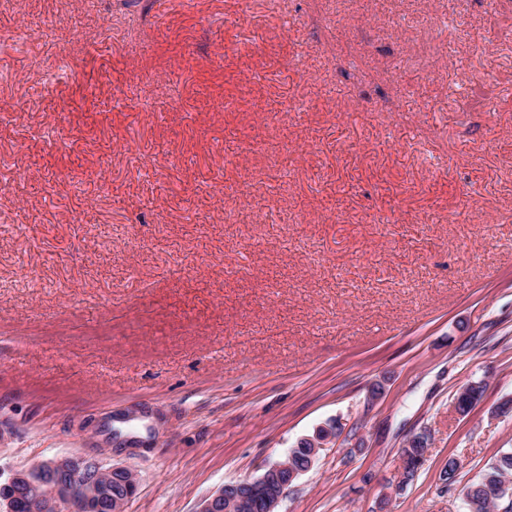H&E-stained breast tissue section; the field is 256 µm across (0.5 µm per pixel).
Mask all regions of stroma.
<instances>
[{"label": "stroma", "instance_id": "stroma-1", "mask_svg": "<svg viewBox=\"0 0 512 512\" xmlns=\"http://www.w3.org/2000/svg\"><path fill=\"white\" fill-rule=\"evenodd\" d=\"M510 399L512 0H0V475L195 512L333 424L277 512H464ZM428 437L426 434H419L408 443L407 448L402 449V455L406 456V465L404 467L403 484L408 485L415 477L418 469L422 465L423 457L427 448ZM135 477L124 465L105 466L81 456L48 457L0 483V511L30 512L29 495L18 497L31 493L36 495L33 512H92L95 505L123 512L128 500L114 494L112 486L135 485Z\"/></svg>", "mask_w": 512, "mask_h": 512}]
</instances>
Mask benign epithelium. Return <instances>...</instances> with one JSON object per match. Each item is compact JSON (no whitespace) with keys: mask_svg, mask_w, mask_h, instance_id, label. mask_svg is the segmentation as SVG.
<instances>
[{"mask_svg":"<svg viewBox=\"0 0 512 512\" xmlns=\"http://www.w3.org/2000/svg\"><path fill=\"white\" fill-rule=\"evenodd\" d=\"M301 473L303 470L290 467L285 458L253 481L224 486L205 498L198 512H239L251 498L262 512H275L288 486ZM131 483H136V474L124 465L105 466L81 456H52L0 483V512H15L16 499L26 493L34 495V512H92L96 506L124 512L127 499L113 493L112 487Z\"/></svg>","mask_w":512,"mask_h":512,"instance_id":"benign-epithelium-1","label":"benign epithelium"}]
</instances>
